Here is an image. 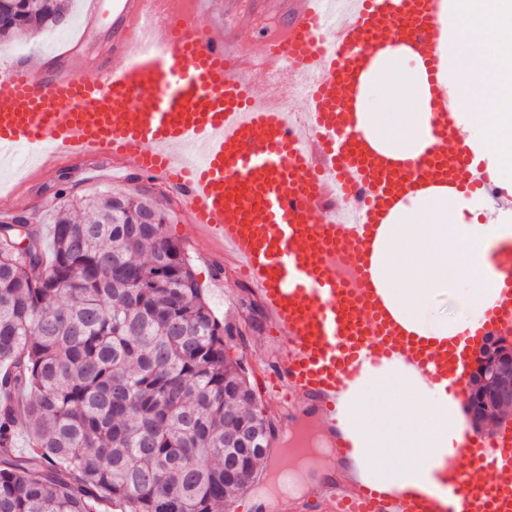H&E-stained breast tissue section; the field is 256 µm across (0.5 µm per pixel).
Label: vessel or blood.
<instances>
[{
	"instance_id": "vessel-or-blood-1",
	"label": "vessel or blood",
	"mask_w": 512,
	"mask_h": 512,
	"mask_svg": "<svg viewBox=\"0 0 512 512\" xmlns=\"http://www.w3.org/2000/svg\"><path fill=\"white\" fill-rule=\"evenodd\" d=\"M184 0H113L114 37L94 66L74 62L77 42L39 64L10 60L0 71V160L32 150L39 171L64 160H119L176 192L188 220L216 247L230 248L244 281L281 337L272 391L308 405L332 398L362 354H408L448 379L447 352L418 346L383 316L363 275L361 234L414 185L464 184L471 157L460 147L447 96L433 104L440 140L401 167L355 131L360 76L369 59L402 40L438 71L442 0H302L277 33L230 51ZM311 78L306 123L250 80L280 69ZM360 235L339 221L355 187ZM512 326V302L493 309L481 335ZM490 480L455 476L441 496L386 499L331 482L337 512H512V433L488 439Z\"/></svg>"
}]
</instances>
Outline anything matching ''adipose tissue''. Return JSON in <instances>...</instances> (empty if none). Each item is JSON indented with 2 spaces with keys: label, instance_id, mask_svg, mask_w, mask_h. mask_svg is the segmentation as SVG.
Wrapping results in <instances>:
<instances>
[{
  "label": "adipose tissue",
  "instance_id": "ef3b65f1",
  "mask_svg": "<svg viewBox=\"0 0 512 512\" xmlns=\"http://www.w3.org/2000/svg\"><path fill=\"white\" fill-rule=\"evenodd\" d=\"M443 26L435 79L405 44L372 58L355 129L391 161H415L437 142L431 104L440 88L475 163L511 181L512 0H447ZM510 246L512 207L466 187L412 189L375 225L368 272L383 308L432 350L457 345V382L443 386L401 354L363 357L333 413L350 446L348 479L384 496L440 494L470 460L467 368L482 346L473 330L501 298L492 256Z\"/></svg>",
  "mask_w": 512,
  "mask_h": 512
}]
</instances>
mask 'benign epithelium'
<instances>
[{
  "instance_id": "benign-epithelium-1",
  "label": "benign epithelium",
  "mask_w": 512,
  "mask_h": 512,
  "mask_svg": "<svg viewBox=\"0 0 512 512\" xmlns=\"http://www.w3.org/2000/svg\"><path fill=\"white\" fill-rule=\"evenodd\" d=\"M466 405L478 428H494L504 415L512 416V340H486L470 370Z\"/></svg>"
}]
</instances>
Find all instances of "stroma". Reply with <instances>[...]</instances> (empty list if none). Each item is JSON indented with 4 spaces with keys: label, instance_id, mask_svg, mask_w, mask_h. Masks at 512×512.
<instances>
[{
    "label": "stroma",
    "instance_id": "obj_1",
    "mask_svg": "<svg viewBox=\"0 0 512 512\" xmlns=\"http://www.w3.org/2000/svg\"><path fill=\"white\" fill-rule=\"evenodd\" d=\"M72 19L68 26L56 29L32 30L0 46V71L13 57H24L32 63L54 52L62 43L78 32H85L84 54L87 61L98 59L107 49L111 30L106 25H87V0H64ZM295 0H254L251 12L236 25L224 24L219 0H207L202 9L203 22L214 32L224 35L234 49L250 46L257 33L286 21ZM67 197H84L101 191L120 194L147 193L168 210V235L178 239L189 254L197 279L211 310L219 321L246 329V345L242 350L248 360L249 381L266 413L278 407V398L268 390L270 365L278 354L275 337L268 333L269 318L263 308L254 306V295L240 281L230 256H219L217 250L187 223L177 196L153 183L146 176L124 169L118 162L98 158L63 162L52 172L22 176L10 181L4 196L0 197V221L25 216L36 224H50V214L59 205L58 191ZM220 263L221 276H213V263ZM272 472L259 471L254 482L227 502L223 512H270L263 494L277 491Z\"/></svg>",
    "mask_w": 512,
    "mask_h": 512
}]
</instances>
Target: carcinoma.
<instances>
[{
	"mask_svg": "<svg viewBox=\"0 0 512 512\" xmlns=\"http://www.w3.org/2000/svg\"><path fill=\"white\" fill-rule=\"evenodd\" d=\"M66 23L58 0H0V44ZM168 221L103 191L63 201L49 254L0 224V512H219L256 477L262 456L224 439L269 422Z\"/></svg>",
	"mask_w": 512,
	"mask_h": 512,
	"instance_id": "1",
	"label": "carcinoma"
}]
</instances>
